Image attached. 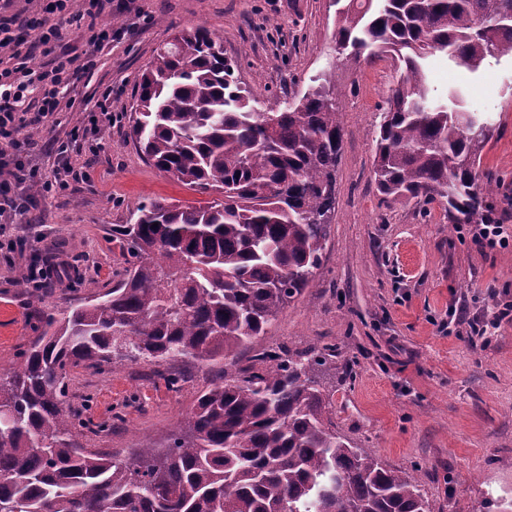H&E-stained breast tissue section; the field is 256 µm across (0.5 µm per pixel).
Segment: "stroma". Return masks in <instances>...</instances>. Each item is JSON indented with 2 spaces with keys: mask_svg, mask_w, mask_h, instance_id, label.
I'll list each match as a JSON object with an SVG mask.
<instances>
[{
  "mask_svg": "<svg viewBox=\"0 0 512 512\" xmlns=\"http://www.w3.org/2000/svg\"><path fill=\"white\" fill-rule=\"evenodd\" d=\"M335 19L332 0H112L99 22L118 24L123 34L75 88L83 95L111 86L120 121L100 142L85 139L71 150L86 182L0 223V373L39 336L44 316L119 280L128 256L112 227L129 223L139 202L216 201L158 171L128 137L146 64L175 30L203 25L223 39L225 56L262 107L284 108L325 70L342 92L346 135L321 267L253 349L335 353L321 379L339 433L391 468L418 474L431 512H498L512 498V322L475 346L467 324L450 334L439 324L453 305L489 320L512 301V247L479 249L467 225L449 226L441 204L394 202L377 192L373 137L396 73L386 59L335 53ZM429 72L438 94L461 88L466 109L494 124L479 171L494 181L497 217L512 225V59L472 73L436 56ZM56 254L78 281L43 288L19 281L27 263ZM166 369L183 374L180 391L143 362L71 370L66 400L87 423L80 444L118 456L165 445L219 366L172 360Z\"/></svg>",
  "mask_w": 512,
  "mask_h": 512,
  "instance_id": "stroma-1",
  "label": "stroma"
}]
</instances>
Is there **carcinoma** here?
Wrapping results in <instances>:
<instances>
[{
	"mask_svg": "<svg viewBox=\"0 0 512 512\" xmlns=\"http://www.w3.org/2000/svg\"><path fill=\"white\" fill-rule=\"evenodd\" d=\"M338 48L389 59L372 173L392 201H441L450 224H488L494 134L464 93L432 95L427 59L475 72L512 57V0H335ZM323 72L283 110L257 107L224 42L182 30L142 74L130 136L183 185L224 201L149 199L112 230L130 257L112 288L44 318L0 376V512H430L420 477L387 467L336 431L323 354L254 349L224 364L164 447L128 456L76 441L73 368L113 359H226L313 281L336 209L344 127Z\"/></svg>",
	"mask_w": 512,
	"mask_h": 512,
	"instance_id": "cac0c4a2",
	"label": "carcinoma"
}]
</instances>
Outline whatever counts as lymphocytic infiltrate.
I'll return each instance as SVG.
<instances>
[{
	"mask_svg": "<svg viewBox=\"0 0 512 512\" xmlns=\"http://www.w3.org/2000/svg\"><path fill=\"white\" fill-rule=\"evenodd\" d=\"M34 3L24 14L15 10V0H0V221L7 224L40 201L73 190L83 174L69 161L72 143L100 134L118 119L112 92L104 90L85 125L72 128L68 139L53 140L56 159L51 167L39 176L27 169L24 158L36 145L27 128L74 109L76 77L95 72L101 55L112 47L113 35L99 22L112 0ZM66 30L77 31L80 45L63 44ZM40 53L48 56V63H36Z\"/></svg>",
	"mask_w": 512,
	"mask_h": 512,
	"instance_id": "f902f5d3",
	"label": "lymphocytic infiltrate"
}]
</instances>
